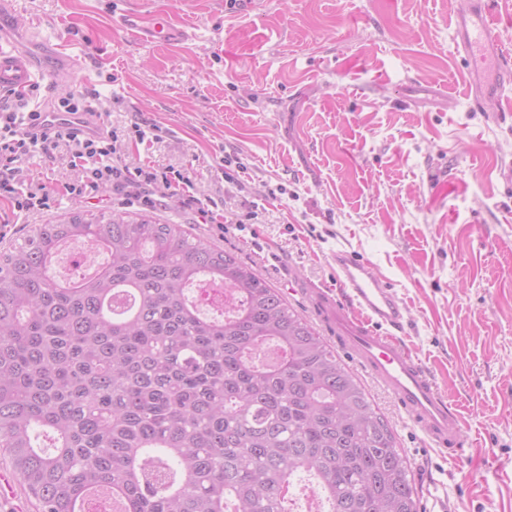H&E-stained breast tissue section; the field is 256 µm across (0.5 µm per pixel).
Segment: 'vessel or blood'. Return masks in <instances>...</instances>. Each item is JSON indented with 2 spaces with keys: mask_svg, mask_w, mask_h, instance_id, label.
<instances>
[{
  "mask_svg": "<svg viewBox=\"0 0 512 512\" xmlns=\"http://www.w3.org/2000/svg\"><path fill=\"white\" fill-rule=\"evenodd\" d=\"M494 0H462L457 12L454 41L456 49L472 65L483 62V49L494 58V79L481 85L470 83L473 104L495 98L506 99L512 88V57L504 54L492 22ZM127 26L138 29L140 39L161 38L184 42L187 32L175 20L143 27V18L123 12ZM39 18H29L24 38L0 27V94L23 96L40 75L36 56L46 57L53 81L65 82L75 76L92 80L82 57L71 52L67 42L52 43L42 36ZM40 128L79 129L87 134L101 131L102 126L90 112H42ZM335 290L316 294L315 303L323 323L332 331L337 343L364 370L369 372L392 397L402 413L424 436L430 446L458 460L467 453L464 423L450 398L440 391L427 368L400 342L404 332L406 306L393 284L374 273L359 254L343 247L331 254Z\"/></svg>",
  "mask_w": 512,
  "mask_h": 512,
  "instance_id": "1",
  "label": "vessel or blood"
}]
</instances>
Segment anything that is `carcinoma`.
Segmentation results:
<instances>
[{"mask_svg":"<svg viewBox=\"0 0 512 512\" xmlns=\"http://www.w3.org/2000/svg\"><path fill=\"white\" fill-rule=\"evenodd\" d=\"M110 256L61 279L60 246ZM0 448L39 512H420L355 376L275 288L178 224H38L0 253Z\"/></svg>","mask_w":512,"mask_h":512,"instance_id":"cac0c4a2","label":"carcinoma"}]
</instances>
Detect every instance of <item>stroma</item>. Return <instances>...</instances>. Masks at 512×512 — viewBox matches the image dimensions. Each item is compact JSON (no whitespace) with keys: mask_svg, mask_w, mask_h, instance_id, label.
<instances>
[{"mask_svg":"<svg viewBox=\"0 0 512 512\" xmlns=\"http://www.w3.org/2000/svg\"><path fill=\"white\" fill-rule=\"evenodd\" d=\"M457 0H127L154 23L180 17L178 45L144 42L108 0H17V20L68 40L91 81H39V98L95 91L104 122L140 114L166 128L160 165L193 169L201 193L240 208L271 199L250 229L196 224L174 199L143 207L57 196L15 217L0 251L34 225L80 211L148 215L233 251L321 328L311 289L332 288V249L348 245L389 279L409 310L403 338L459 406L471 446L448 461L405 425L392 398L360 381L413 470L422 512L440 485L448 512H512V121L499 102L472 107L452 40ZM238 152L250 179L225 182Z\"/></svg>","mask_w":512,"mask_h":512,"instance_id":"1","label":"stroma"}]
</instances>
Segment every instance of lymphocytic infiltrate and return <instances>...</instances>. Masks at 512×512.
Returning <instances> with one entry per match:
<instances>
[{"mask_svg": "<svg viewBox=\"0 0 512 512\" xmlns=\"http://www.w3.org/2000/svg\"><path fill=\"white\" fill-rule=\"evenodd\" d=\"M38 110L33 96H0V202L13 211L28 215L51 209L53 196L43 183L25 173L24 165L35 155L51 160L59 152L64 153L73 173L61 183L60 193L71 199L95 200L109 188L129 203L154 206L175 195L196 214L199 223L219 229L233 224L240 230L246 220L257 218L262 208L253 200L246 215H239L212 199L198 197L188 171L162 167L147 158L127 162L131 150L141 147L148 151L160 142L157 126L135 122L130 128H111L96 137L68 129L36 132L32 126Z\"/></svg>", "mask_w": 512, "mask_h": 512, "instance_id": "lymphocytic-infiltrate-1", "label": "lymphocytic infiltrate"}]
</instances>
